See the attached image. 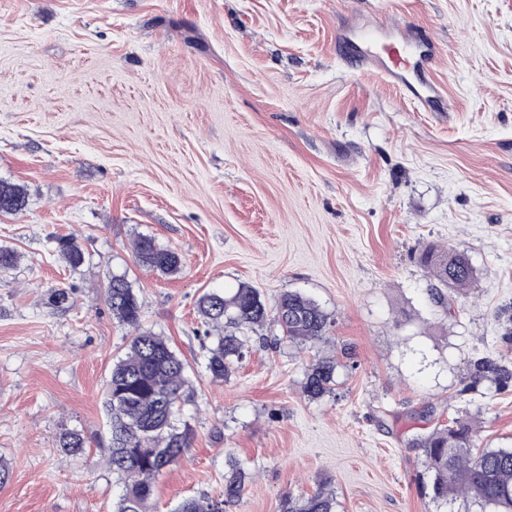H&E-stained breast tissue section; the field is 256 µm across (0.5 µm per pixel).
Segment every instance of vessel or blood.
Here are the masks:
<instances>
[{
  "label": "vessel or blood",
  "instance_id": "1",
  "mask_svg": "<svg viewBox=\"0 0 512 512\" xmlns=\"http://www.w3.org/2000/svg\"><path fill=\"white\" fill-rule=\"evenodd\" d=\"M336 41L341 45L358 42L356 59L370 63L385 80L401 88L421 111H446L444 98L429 79L437 51L434 40L425 32L415 30L395 39L371 32L355 40L341 34Z\"/></svg>",
  "mask_w": 512,
  "mask_h": 512
}]
</instances>
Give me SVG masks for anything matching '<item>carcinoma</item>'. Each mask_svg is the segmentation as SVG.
<instances>
[{
  "mask_svg": "<svg viewBox=\"0 0 512 512\" xmlns=\"http://www.w3.org/2000/svg\"><path fill=\"white\" fill-rule=\"evenodd\" d=\"M27 205L20 186L0 181L1 214H17ZM55 250L71 267L85 261L73 237L57 239ZM133 254L148 270L164 275L181 270L179 256L148 236L136 239ZM420 261L437 282L431 288L432 300L445 308L446 290H461L475 282L469 257L456 249L430 247ZM105 298L113 317L133 332L125 356L112 364L104 399L110 424L107 465L123 484L113 512H146L158 477L191 447L189 427L176 425L188 398L187 363L164 337L142 329L141 302L125 276L112 275ZM197 310L205 326L203 339L210 341L205 369L214 380L227 378L234 362L244 356L246 340L236 335L237 329L253 331L271 320L300 349L329 340L330 314L299 291H286L271 305L249 286L230 296L209 291L198 299ZM348 368L335 358L314 359L305 374L304 395L314 401L333 393L340 371ZM466 382L497 393L512 385V362L502 355H480L470 362ZM476 438L469 423L455 418L411 441L420 451L431 500L439 508L456 506L462 512H472L474 507L477 512H512V448L479 449ZM59 448L62 456L76 462L86 454V438L77 430L68 431L61 435ZM227 467L222 494L186 497L174 512H224V506L240 498L247 479L237 460H228ZM335 508L336 495L321 486L299 498H286L280 512H335Z\"/></svg>",
  "mask_w": 512,
  "mask_h": 512,
  "instance_id": "carcinoma-1",
  "label": "carcinoma"
}]
</instances>
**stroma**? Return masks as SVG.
Listing matches in <instances>:
<instances>
[{
	"label": "stroma",
	"mask_w": 512,
	"mask_h": 512,
	"mask_svg": "<svg viewBox=\"0 0 512 512\" xmlns=\"http://www.w3.org/2000/svg\"><path fill=\"white\" fill-rule=\"evenodd\" d=\"M411 23L436 41L450 113L336 52L337 31ZM0 180L28 196L0 214L19 256L0 274V512H112L102 400L129 334L105 302L115 273L189 364L192 446L150 512L218 495L231 458L250 479L227 512H280L322 484L336 512H436L411 439L460 418L512 446V387L463 382L475 355L512 357V0H0ZM69 235L76 269L55 251ZM140 235L180 273L139 267ZM429 245L478 276L445 309L418 262ZM242 285L311 296L329 342L301 351L269 322L212 381L197 301ZM58 288L70 305H49ZM318 354L355 368L312 401ZM70 430L88 447L66 466Z\"/></svg>",
	"instance_id": "stroma-1"
}]
</instances>
